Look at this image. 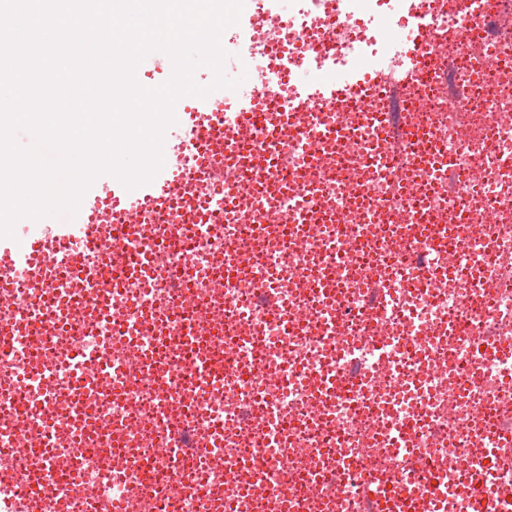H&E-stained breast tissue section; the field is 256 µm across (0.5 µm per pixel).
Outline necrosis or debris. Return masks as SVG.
Listing matches in <instances>:
<instances>
[{
  "mask_svg": "<svg viewBox=\"0 0 512 512\" xmlns=\"http://www.w3.org/2000/svg\"><path fill=\"white\" fill-rule=\"evenodd\" d=\"M250 2V49L229 39V59L265 60L253 94L268 115L238 134L228 91L206 119L224 124L213 159L249 143L267 181L242 198L224 185L249 172L227 168L193 209L143 203L141 229L105 203L98 250L64 274L40 319L30 290H16L0 326L30 353H0V378L15 380L0 385V490L21 497L51 470L47 512H377V490L403 512L425 500L505 512L512 485L489 498L474 465L497 471L512 447V51L494 33L512 28V0H485L463 35L448 15L438 70L410 91L401 129L378 124L383 91L304 112L299 136L274 115L304 98L288 69L328 33V12L367 43L372 27L418 19L429 0L393 13L382 0H327L323 12L290 0L276 26L266 0ZM326 123L345 138L322 135ZM440 140L454 159L446 178L421 168ZM464 178L480 191L461 209L448 184ZM282 214L287 230L254 236ZM117 224L129 257L148 264L115 293L103 250ZM170 224L185 236L169 239ZM423 224L449 225L453 247L439 257L447 277L417 291L409 283L431 254ZM188 335L201 350L180 345ZM202 353L214 365L206 387ZM78 377L83 390L68 392ZM116 417L125 427L112 428ZM273 426L278 446L260 447ZM175 433L187 457L164 452ZM76 481L90 490L79 502L66 495Z\"/></svg>",
  "mask_w": 512,
  "mask_h": 512,
  "instance_id": "necrosis-or-debris-1",
  "label": "necrosis or debris"
}]
</instances>
